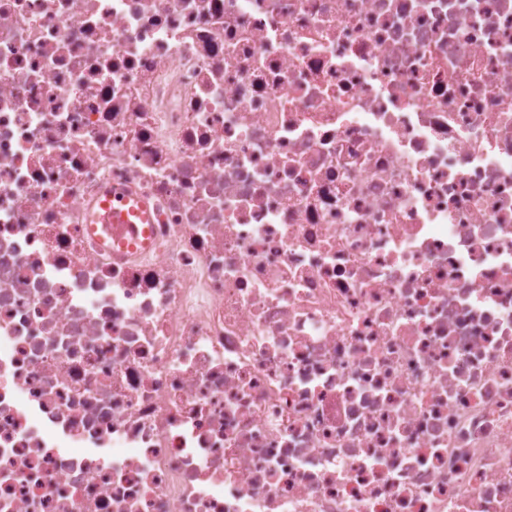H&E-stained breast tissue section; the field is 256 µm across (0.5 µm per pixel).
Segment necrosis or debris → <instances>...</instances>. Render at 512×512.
Returning <instances> with one entry per match:
<instances>
[{
	"instance_id": "4bbe7bcc",
	"label": "necrosis or debris",
	"mask_w": 512,
	"mask_h": 512,
	"mask_svg": "<svg viewBox=\"0 0 512 512\" xmlns=\"http://www.w3.org/2000/svg\"><path fill=\"white\" fill-rule=\"evenodd\" d=\"M0 512H512V0H0Z\"/></svg>"
}]
</instances>
